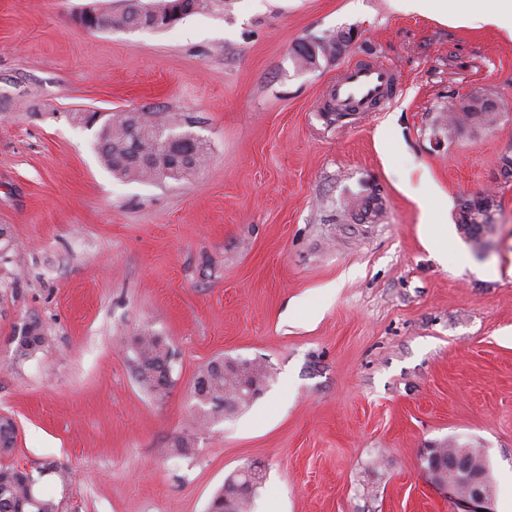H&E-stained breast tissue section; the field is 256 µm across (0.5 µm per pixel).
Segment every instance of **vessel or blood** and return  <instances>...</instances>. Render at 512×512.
Wrapping results in <instances>:
<instances>
[{
  "label": "vessel or blood",
  "mask_w": 512,
  "mask_h": 512,
  "mask_svg": "<svg viewBox=\"0 0 512 512\" xmlns=\"http://www.w3.org/2000/svg\"><path fill=\"white\" fill-rule=\"evenodd\" d=\"M397 75L391 66L366 61L348 67L328 88L329 104L357 112H369L393 92Z\"/></svg>",
  "instance_id": "obj_1"
}]
</instances>
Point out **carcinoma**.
Segmentation results:
<instances>
[{"mask_svg": "<svg viewBox=\"0 0 512 512\" xmlns=\"http://www.w3.org/2000/svg\"><path fill=\"white\" fill-rule=\"evenodd\" d=\"M143 0H123L121 9L112 7V0H93L91 14L84 27L89 30L124 29L137 24ZM161 9L180 7L200 13L209 10L212 0H153ZM346 32L338 31L317 41L309 48L294 50V63L302 70L318 67L320 61L336 58ZM499 118L498 109H489L473 100L448 112V131L457 132L467 126L492 128ZM171 136L191 141L190 149L180 153L164 150ZM97 151L101 163L120 179L137 182H182L195 176L209 160L207 143L193 132L184 129L182 117L143 109L119 110L107 114L97 133ZM15 353L26 357L43 342L42 329L37 321L24 324L12 337ZM134 369L137 378L149 391L162 395L170 383L174 352L162 336L144 332L133 340ZM270 380L265 363L237 360L235 366L224 368V359L210 361L194 381V397L203 415L220 409L226 413L248 406L252 397L243 385L264 389ZM16 423L0 415V456H9L15 447ZM67 468L55 461L44 464L39 477L14 465H0V512H61V502L43 491L39 478L56 477L67 480Z\"/></svg>", "mask_w": 512, "mask_h": 512, "instance_id": "1", "label": "carcinoma"}]
</instances>
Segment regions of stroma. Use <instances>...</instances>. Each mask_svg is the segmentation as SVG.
I'll use <instances>...</instances> for the list:
<instances>
[{
  "label": "stroma",
  "instance_id": "obj_1",
  "mask_svg": "<svg viewBox=\"0 0 512 512\" xmlns=\"http://www.w3.org/2000/svg\"><path fill=\"white\" fill-rule=\"evenodd\" d=\"M92 0H0V413L11 464L56 461L40 481L62 512H207L225 477L265 467L251 512H454L426 448H475L490 512L512 501V34L460 16L494 0H214L163 30L90 31ZM359 39L301 70L293 50L336 30ZM377 58L402 90L378 112L330 122L328 86ZM490 93V129L441 116ZM151 107L211 146L185 182L116 179L96 128L72 112ZM438 191L415 199L421 183ZM494 190L483 250L460 201ZM379 193L377 222L347 202ZM443 213L440 251L423 208ZM38 321L44 344L16 359ZM175 352L168 396L139 382L132 341ZM265 361L252 403L203 418L198 372ZM188 440L186 456L166 450ZM15 353L19 358L29 356L36 351L43 342L42 329L37 321L25 323L17 336L12 337ZM16 423L7 414L0 415V456H9L15 449Z\"/></svg>",
  "mask_w": 512,
  "mask_h": 512
}]
</instances>
